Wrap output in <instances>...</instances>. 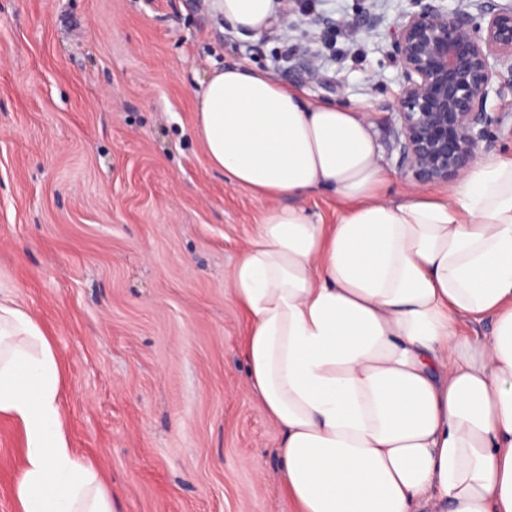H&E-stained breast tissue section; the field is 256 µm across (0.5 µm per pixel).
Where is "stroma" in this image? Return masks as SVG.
Returning a JSON list of instances; mask_svg holds the SVG:
<instances>
[{"label":"stroma","mask_w":512,"mask_h":512,"mask_svg":"<svg viewBox=\"0 0 512 512\" xmlns=\"http://www.w3.org/2000/svg\"><path fill=\"white\" fill-rule=\"evenodd\" d=\"M362 6L301 0L256 37L214 0H0V281L48 331L70 446L118 512H287L282 434L247 389L225 293L267 203L210 166L197 96L243 63L358 106L393 190L407 187L388 49L408 3L384 0L375 31L347 28ZM305 48L339 90L289 72ZM23 457L0 416V512H16Z\"/></svg>","instance_id":"obj_1"}]
</instances>
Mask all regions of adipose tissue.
Instances as JSON below:
<instances>
[{"mask_svg":"<svg viewBox=\"0 0 512 512\" xmlns=\"http://www.w3.org/2000/svg\"><path fill=\"white\" fill-rule=\"evenodd\" d=\"M262 35L278 0H218ZM212 168L264 198L225 287L245 313L248 389L281 430L292 512H512V153L442 193L391 195L360 107L229 64L199 94ZM335 197L334 223L305 205ZM489 336L459 335L467 319ZM61 364L0 285V415L24 437L17 512H114L70 446Z\"/></svg>","mask_w":512,"mask_h":512,"instance_id":"adipose-tissue-1","label":"adipose tissue"}]
</instances>
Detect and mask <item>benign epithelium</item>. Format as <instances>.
<instances>
[{"label":"benign epithelium","mask_w":512,"mask_h":512,"mask_svg":"<svg viewBox=\"0 0 512 512\" xmlns=\"http://www.w3.org/2000/svg\"><path fill=\"white\" fill-rule=\"evenodd\" d=\"M399 15L390 56L400 72L396 149L400 171L419 185L459 177L493 145L500 117L487 111L490 95L512 90V4L497 0H409ZM378 0L362 8V24L383 22ZM299 57L294 70L324 88L315 64Z\"/></svg>","instance_id":"obj_1"}]
</instances>
